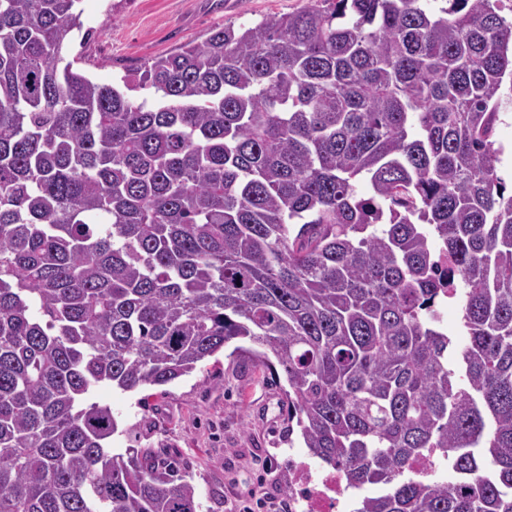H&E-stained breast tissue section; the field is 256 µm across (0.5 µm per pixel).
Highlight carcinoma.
<instances>
[{
  "label": "carcinoma",
  "instance_id": "1",
  "mask_svg": "<svg viewBox=\"0 0 512 512\" xmlns=\"http://www.w3.org/2000/svg\"><path fill=\"white\" fill-rule=\"evenodd\" d=\"M502 10L314 0L109 85L65 55L80 0H0V512H198L86 399L234 340L282 367L305 447L379 488L354 512H512ZM432 450L453 481L408 473ZM502 123L495 132V148L502 149L499 154L497 173L510 191L512 185V105L501 113Z\"/></svg>",
  "mask_w": 512,
  "mask_h": 512
}]
</instances>
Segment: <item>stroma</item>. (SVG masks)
I'll return each instance as SVG.
<instances>
[{
    "mask_svg": "<svg viewBox=\"0 0 512 512\" xmlns=\"http://www.w3.org/2000/svg\"><path fill=\"white\" fill-rule=\"evenodd\" d=\"M311 0H82L89 38L68 54L92 80L109 84L152 58L207 38L224 23L287 14ZM288 383L247 353L224 348L189 375L134 392L100 386L90 401L109 406L121 428L114 451L149 448L178 459L199 492L200 512H237L239 499L283 497L294 462L314 476L328 467L288 431Z\"/></svg>",
    "mask_w": 512,
    "mask_h": 512,
    "instance_id": "35a3bbf8",
    "label": "stroma"
}]
</instances>
